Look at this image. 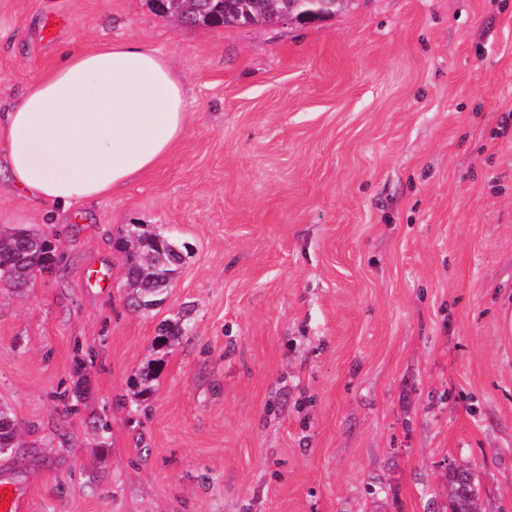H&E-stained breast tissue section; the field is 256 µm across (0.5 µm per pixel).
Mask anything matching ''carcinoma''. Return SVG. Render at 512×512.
Here are the masks:
<instances>
[{"instance_id":"1","label":"carcinoma","mask_w":512,"mask_h":512,"mask_svg":"<svg viewBox=\"0 0 512 512\" xmlns=\"http://www.w3.org/2000/svg\"><path fill=\"white\" fill-rule=\"evenodd\" d=\"M152 9L172 18L183 27L245 26L270 24L275 10L288 12L295 0H148ZM313 8L306 2L290 12L298 15ZM116 248L126 253V277L130 293L128 305L135 310H150L160 305L174 279L181 255L175 245L161 234L134 232L116 239ZM57 261L55 247L44 235L23 228L0 229V288L25 285L34 268ZM18 443L14 414L0 407V455H6ZM479 496L472 471L464 467L448 468V512H477Z\"/></svg>"}]
</instances>
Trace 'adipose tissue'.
<instances>
[{
  "instance_id": "obj_1",
  "label": "adipose tissue",
  "mask_w": 512,
  "mask_h": 512,
  "mask_svg": "<svg viewBox=\"0 0 512 512\" xmlns=\"http://www.w3.org/2000/svg\"><path fill=\"white\" fill-rule=\"evenodd\" d=\"M186 118L182 83L149 47L67 51L49 75L0 106V161L13 188L77 215L155 167Z\"/></svg>"
}]
</instances>
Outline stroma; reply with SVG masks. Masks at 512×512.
<instances>
[{"instance_id": "obj_1", "label": "stroma", "mask_w": 512, "mask_h": 512, "mask_svg": "<svg viewBox=\"0 0 512 512\" xmlns=\"http://www.w3.org/2000/svg\"><path fill=\"white\" fill-rule=\"evenodd\" d=\"M119 41L170 65L186 127L80 219L0 171V227L58 255L0 290V482L27 512H445L454 464L512 512V0L190 29L147 0H0V101ZM129 230L182 256L150 311ZM18 429L14 414L7 408L0 407V455L11 453L17 448Z\"/></svg>"}]
</instances>
